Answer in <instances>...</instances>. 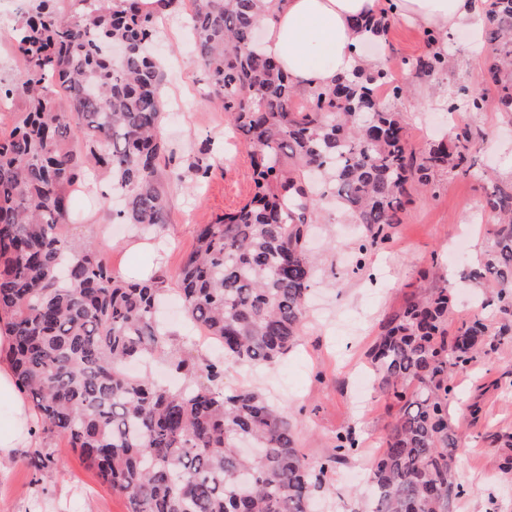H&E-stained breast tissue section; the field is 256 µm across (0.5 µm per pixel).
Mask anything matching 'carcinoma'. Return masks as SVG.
<instances>
[{
	"label": "carcinoma",
	"mask_w": 512,
	"mask_h": 512,
	"mask_svg": "<svg viewBox=\"0 0 512 512\" xmlns=\"http://www.w3.org/2000/svg\"><path fill=\"white\" fill-rule=\"evenodd\" d=\"M28 0L14 29L24 64L15 86L27 109L0 137V317L14 337L9 360L44 431L65 435L103 483L128 499V512H315L336 462L357 447L336 436L334 453L312 461L298 448L296 425L259 393L224 382L227 365L270 367L303 333L316 263L307 247L318 202L345 208L367 252L389 240L415 192L436 194L434 174L477 173L479 132L455 128L448 140L417 151L400 113L380 100L406 93L392 69L358 68L307 92L254 40L265 0H193V60L211 94L256 149L254 195L238 210L203 224L178 274L191 321L221 342L223 354H193L158 319L164 281L127 282L89 243L68 236L72 193L109 179L122 198L115 224L167 223L160 166L163 70L151 46L159 10L176 0ZM394 21L383 8L355 26L376 38ZM427 51L401 61L417 78L447 64L445 36L424 34ZM490 48L479 87L454 110L480 112L491 90L512 120V0H489ZM492 246L470 273L496 290L512 336V183L485 193ZM453 284L411 294L384 321L367 357L379 389L398 405L384 449L370 466L364 512H453L465 492L455 462L461 448L448 420L449 376L469 371L489 336L480 316L448 333ZM167 355L174 385L134 374L133 362ZM36 449L28 465L48 470Z\"/></svg>",
	"instance_id": "obj_1"
}]
</instances>
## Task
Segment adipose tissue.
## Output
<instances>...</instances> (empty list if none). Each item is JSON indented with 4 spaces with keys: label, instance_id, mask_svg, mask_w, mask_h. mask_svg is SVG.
Returning a JSON list of instances; mask_svg holds the SVG:
<instances>
[{
    "label": "adipose tissue",
    "instance_id": "ef3b65f1",
    "mask_svg": "<svg viewBox=\"0 0 512 512\" xmlns=\"http://www.w3.org/2000/svg\"><path fill=\"white\" fill-rule=\"evenodd\" d=\"M383 0H272L263 51L275 58L301 91L328 86L361 65L356 48L367 37L357 19ZM397 20L428 30L480 28L484 0H392ZM32 409L18 391L11 365L0 362V461L30 447Z\"/></svg>",
    "mask_w": 512,
    "mask_h": 512
}]
</instances>
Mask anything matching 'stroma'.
I'll use <instances>...</instances> for the list:
<instances>
[{
	"label": "stroma",
	"mask_w": 512,
	"mask_h": 512,
	"mask_svg": "<svg viewBox=\"0 0 512 512\" xmlns=\"http://www.w3.org/2000/svg\"><path fill=\"white\" fill-rule=\"evenodd\" d=\"M170 35L160 54L165 59L161 93L167 119L162 133L173 152L172 166L184 168L182 183L169 185V222L158 235H141L133 226L112 221L99 193L76 194L75 224L68 233L75 243L94 241L107 256L114 273L159 265L166 276L170 327L186 335L178 307V273L195 246L196 228L244 204L252 186V147L231 126L219 101L209 99L202 69L190 62L191 15L188 5L167 14ZM473 33L468 27L451 31L443 72L418 81L400 66L401 58L424 52L421 27L393 22L374 57L389 64L395 78L411 93L387 104L401 112L410 142L423 147L448 127L471 124L486 133L477 142L481 167L497 182H512V122L487 102L481 112L448 113L446 101L460 89L474 88L485 58H472ZM211 165L207 175L188 170L193 158ZM436 196L415 197L388 242L359 254L360 225L350 214L324 201L313 246L318 259L314 296L299 344L270 368L229 367L226 382L263 393L286 410L298 425L299 446L312 460L333 451L336 437L352 433L358 446L329 473L318 512H361L371 460L380 452L386 424L394 410L370 371L367 352L385 316L401 307L421 286L443 278L456 285L453 317L461 321L482 314L494 329L470 373L455 380L456 395L448 416L459 432L466 453L457 466L467 486L455 503L456 512H512V465L504 463L501 448L512 436V338L498 335L502 316L497 307L480 309L475 287L466 271L478 267L491 243V217L482 200L487 183L460 178L448 171L434 176ZM146 239L147 248L130 250V240ZM481 412L471 417L469 401ZM39 440L57 465L37 479L25 452L0 464V512H128L126 496L103 484L78 449L59 434H40Z\"/></svg>",
	"instance_id": "1"
}]
</instances>
